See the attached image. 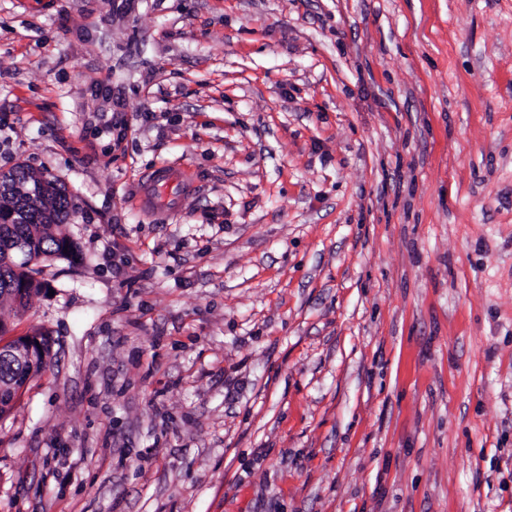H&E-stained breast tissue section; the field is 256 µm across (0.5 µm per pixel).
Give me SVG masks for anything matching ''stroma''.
Segmentation results:
<instances>
[{
    "label": "stroma",
    "instance_id": "35a3bbf8",
    "mask_svg": "<svg viewBox=\"0 0 512 512\" xmlns=\"http://www.w3.org/2000/svg\"><path fill=\"white\" fill-rule=\"evenodd\" d=\"M20 163L0 512H512V0H0ZM71 208L65 186L45 172L18 164L0 174V209L23 211L27 219L24 224H15V212L0 211V298L10 300L18 311L30 308L32 294L17 304L15 288L23 281L34 285L35 295L43 288L32 275L35 270L18 257L22 249L35 261L32 265L57 258L77 260V246L65 228ZM194 186L189 167L162 165L150 172L135 201L142 208L175 210L181 195ZM28 371L26 364L23 365L7 354L0 355V381L4 384L13 383L18 386V388L14 387L13 393L8 394L7 400H0V418L13 408V401L24 383Z\"/></svg>",
    "mask_w": 512,
    "mask_h": 512
}]
</instances>
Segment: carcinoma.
Wrapping results in <instances>:
<instances>
[{
    "instance_id": "obj_1",
    "label": "carcinoma",
    "mask_w": 512,
    "mask_h": 512,
    "mask_svg": "<svg viewBox=\"0 0 512 512\" xmlns=\"http://www.w3.org/2000/svg\"><path fill=\"white\" fill-rule=\"evenodd\" d=\"M71 208L65 186L45 172L19 164L0 174V209L26 213L24 224H0V298L15 303L18 311H27L31 302L16 303L15 288L24 281L33 285L37 294L43 288L33 277L34 269L18 257L20 251H26L37 264L57 258L77 260V246L66 231ZM27 374L25 365L0 355V381L16 385L14 392L0 401V417L13 408L16 392Z\"/></svg>"
}]
</instances>
